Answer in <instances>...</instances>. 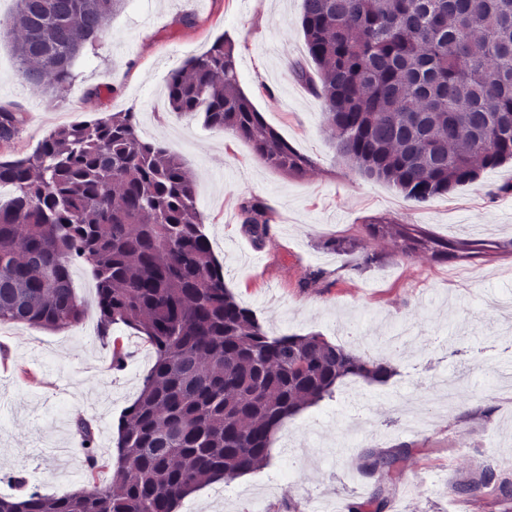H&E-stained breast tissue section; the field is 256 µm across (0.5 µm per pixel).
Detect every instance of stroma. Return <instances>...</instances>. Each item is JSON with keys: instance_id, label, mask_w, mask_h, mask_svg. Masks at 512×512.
Listing matches in <instances>:
<instances>
[{"instance_id": "stroma-1", "label": "stroma", "mask_w": 512, "mask_h": 512, "mask_svg": "<svg viewBox=\"0 0 512 512\" xmlns=\"http://www.w3.org/2000/svg\"><path fill=\"white\" fill-rule=\"evenodd\" d=\"M301 0H125L104 37L77 60L66 94L49 99L18 71L9 40L0 41V104L21 108L4 158L32 153L53 130L114 112H136L143 138L160 140L187 163L199 209L224 280L275 335L322 334L389 361L384 383L358 382L359 401L337 391L291 418L274 438L267 465L202 486L181 512H344L366 496L371 479L357 468L370 447L407 444L418 453L393 475L392 512H500L492 497L457 498L451 487L468 470H512V392L496 385L512 366V312L488 296H512V161L470 184L412 206L389 183L363 177L336 154L320 101L287 71L305 60ZM234 42L239 83L274 128L317 164L303 177L261 165L248 144L207 127L202 117L171 113L172 70L218 37ZM100 95H93V88ZM262 202L267 238L255 245L242 207ZM412 224L427 235L472 244L476 254L447 264L407 258L365 227ZM357 247L336 252L333 238ZM376 258L364 262L365 252ZM73 284L87 306L65 332L0 326V495L27 489L60 495L110 483V469L90 471L75 432L89 422L99 455L111 453L116 424L137 396L152 352L126 327L112 347L97 335L95 285L83 269ZM460 380L452 406L436 405L435 382Z\"/></svg>"}]
</instances>
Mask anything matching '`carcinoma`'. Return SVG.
<instances>
[{"label": "carcinoma", "instance_id": "1", "mask_svg": "<svg viewBox=\"0 0 512 512\" xmlns=\"http://www.w3.org/2000/svg\"><path fill=\"white\" fill-rule=\"evenodd\" d=\"M123 3L15 0L0 37L11 38L27 84L58 96ZM301 24L307 58L287 68L321 101L352 169L420 205L512 160V0H302ZM166 93L174 113L200 114L248 142L263 166L299 177L315 169L242 91L224 37L175 70ZM22 122L17 107L0 105V141ZM2 182L12 194L0 200V325L77 327L87 311L73 288L81 264L95 280L98 336L110 344L114 326L130 328L154 363L118 421L115 453L98 455L91 425L76 420L89 469H111L110 484L0 496V512H174L200 487L267 462L288 419L347 380L384 383L392 374L320 334H268L225 284L193 173L140 136L134 112L54 130L32 153L0 159ZM242 210L263 244L266 207L249 201ZM366 232L438 264L468 249L403 224ZM417 452L364 449L358 468L374 487L348 512H388L392 472ZM487 489L511 504L512 474L485 464L453 492Z\"/></svg>", "mask_w": 512, "mask_h": 512}]
</instances>
